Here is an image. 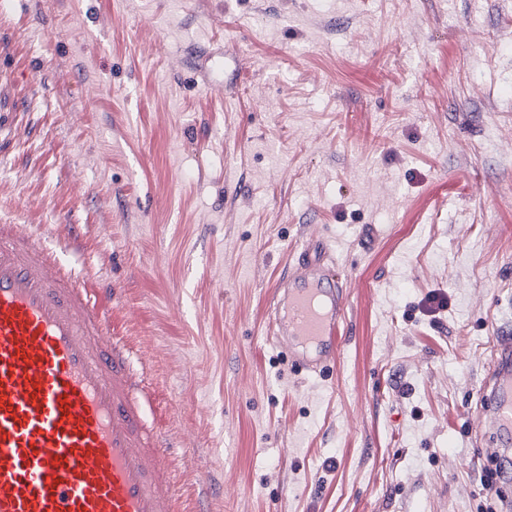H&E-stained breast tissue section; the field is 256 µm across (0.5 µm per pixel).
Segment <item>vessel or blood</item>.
Instances as JSON below:
<instances>
[{"instance_id":"1","label":"vessel or blood","mask_w":512,"mask_h":512,"mask_svg":"<svg viewBox=\"0 0 512 512\" xmlns=\"http://www.w3.org/2000/svg\"><path fill=\"white\" fill-rule=\"evenodd\" d=\"M348 287L309 240L273 298L275 347L306 374L344 346ZM475 433L512 436V334L494 337ZM142 357L96 289L24 224H0V512H178L177 474L148 426Z\"/></svg>"}]
</instances>
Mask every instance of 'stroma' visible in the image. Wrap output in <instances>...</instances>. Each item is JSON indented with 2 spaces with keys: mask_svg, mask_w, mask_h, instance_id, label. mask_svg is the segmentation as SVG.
Here are the masks:
<instances>
[{
  "mask_svg": "<svg viewBox=\"0 0 512 512\" xmlns=\"http://www.w3.org/2000/svg\"><path fill=\"white\" fill-rule=\"evenodd\" d=\"M0 224L147 352L188 507L494 504L470 427L512 333V0H11ZM308 234L349 287L323 378L269 334Z\"/></svg>",
  "mask_w": 512,
  "mask_h": 512,
  "instance_id": "stroma-1",
  "label": "stroma"
}]
</instances>
